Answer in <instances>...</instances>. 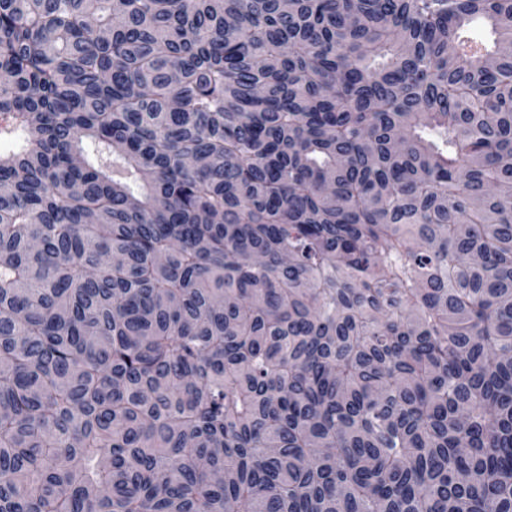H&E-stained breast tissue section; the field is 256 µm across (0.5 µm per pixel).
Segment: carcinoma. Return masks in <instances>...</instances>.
Returning a JSON list of instances; mask_svg holds the SVG:
<instances>
[{
  "instance_id": "carcinoma-1",
  "label": "carcinoma",
  "mask_w": 512,
  "mask_h": 512,
  "mask_svg": "<svg viewBox=\"0 0 512 512\" xmlns=\"http://www.w3.org/2000/svg\"><path fill=\"white\" fill-rule=\"evenodd\" d=\"M2 116L0 512H512V0H0Z\"/></svg>"
}]
</instances>
